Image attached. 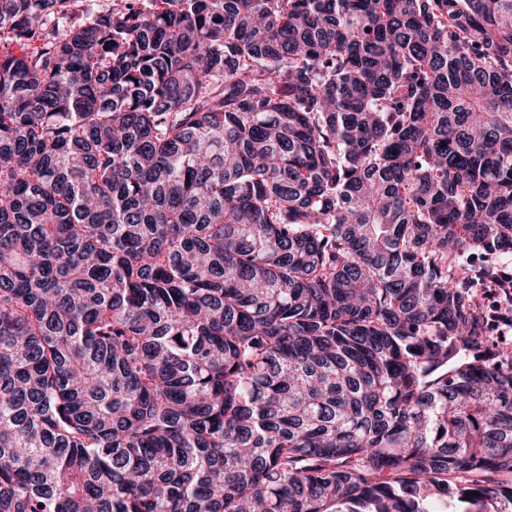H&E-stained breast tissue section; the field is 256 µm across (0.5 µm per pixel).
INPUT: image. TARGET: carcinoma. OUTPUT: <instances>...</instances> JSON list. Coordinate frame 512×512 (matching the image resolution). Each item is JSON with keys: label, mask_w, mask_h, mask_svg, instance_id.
I'll use <instances>...</instances> for the list:
<instances>
[{"label": "carcinoma", "mask_w": 512, "mask_h": 512, "mask_svg": "<svg viewBox=\"0 0 512 512\" xmlns=\"http://www.w3.org/2000/svg\"><path fill=\"white\" fill-rule=\"evenodd\" d=\"M84 2L0 0V512L512 503V0ZM497 299V300H496ZM475 300L484 307L487 313L485 333L487 340L496 344H508L512 340L508 316L502 311L497 295L491 288L479 286L476 290Z\"/></svg>", "instance_id": "1"}]
</instances>
